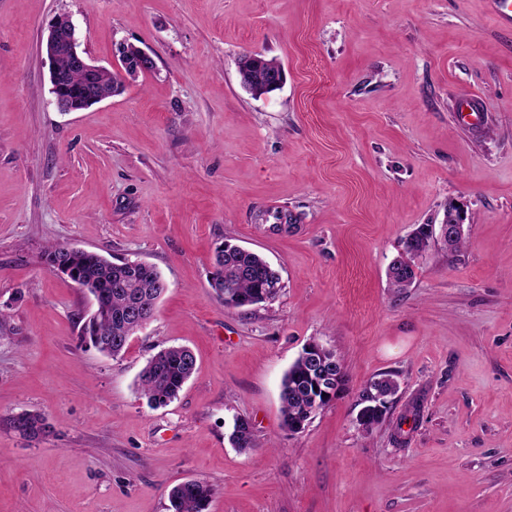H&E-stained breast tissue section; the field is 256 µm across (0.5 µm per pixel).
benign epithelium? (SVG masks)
Returning a JSON list of instances; mask_svg holds the SVG:
<instances>
[{"label": "benign epithelium", "mask_w": 512, "mask_h": 512, "mask_svg": "<svg viewBox=\"0 0 512 512\" xmlns=\"http://www.w3.org/2000/svg\"><path fill=\"white\" fill-rule=\"evenodd\" d=\"M44 54L49 61L51 93L54 95L57 108L62 112H79L108 98L91 84L80 87L76 91L71 87L67 74L57 64V52L60 48L67 49L71 67L91 77L102 71V67L91 62L85 52L79 50L76 27L68 16H56L48 23ZM283 68L272 64L261 74L249 77L245 82L246 89L254 96L266 95L269 89L277 90L284 83ZM468 221L467 206L458 200L448 201L441 222L427 228L429 245H438L450 249L452 241L458 233L465 232ZM393 393L378 392L372 396L370 404L362 409L361 420L365 421L371 414H378L391 403Z\"/></svg>", "instance_id": "1"}]
</instances>
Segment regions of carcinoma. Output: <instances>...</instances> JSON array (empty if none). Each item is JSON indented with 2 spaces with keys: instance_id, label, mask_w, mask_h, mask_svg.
Returning <instances> with one entry per match:
<instances>
[{
  "instance_id": "obj_1",
  "label": "carcinoma",
  "mask_w": 512,
  "mask_h": 512,
  "mask_svg": "<svg viewBox=\"0 0 512 512\" xmlns=\"http://www.w3.org/2000/svg\"><path fill=\"white\" fill-rule=\"evenodd\" d=\"M426 225L420 224L407 236L403 248L420 250L426 246ZM224 261L211 272L216 297L229 310L262 303L261 294L272 292L270 286L280 282L274 268L259 254L240 246L222 248ZM47 267L78 280L88 287L96 299V309L84 322L80 340L100 353L114 359L126 351L130 337L118 335L127 323L126 311L130 303L139 299L153 307L166 290L160 272L152 265L131 258L112 261L105 256L84 249L55 243L42 255ZM391 287L401 292L415 279L413 269L391 262L388 267ZM112 340V348L101 344ZM196 365L193 353L183 346L160 350L148 359L140 374V390L152 406H165L175 399ZM345 367L341 356L322 343L313 340L303 347L299 356L285 373L280 399L283 426L290 433L301 432L314 416L327 406L322 389L341 387L345 382ZM399 382L393 372H383L367 382L362 401H367L377 389H397ZM14 429L29 438L49 433L44 417L38 412L24 411L12 418ZM231 444L241 450L256 448L250 419L238 416L229 434ZM213 487L195 480L173 486L168 493L169 512H205L213 496Z\"/></svg>"
}]
</instances>
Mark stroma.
Instances as JSON below:
<instances>
[{"instance_id": "1", "label": "stroma", "mask_w": 512, "mask_h": 512, "mask_svg": "<svg viewBox=\"0 0 512 512\" xmlns=\"http://www.w3.org/2000/svg\"><path fill=\"white\" fill-rule=\"evenodd\" d=\"M58 15L95 64L132 44L155 69L60 112L40 49ZM253 53L286 76L259 98ZM468 93L487 122L456 112ZM451 200L465 247L395 293L389 264ZM226 240L280 271L275 301L216 299ZM52 243L161 272L121 357L81 343L93 300L44 265ZM0 310V512H169L191 479L207 512H512V28L486 0H0ZM313 338L346 382L291 434L281 382ZM170 346L196 370L155 408L139 375ZM24 411L50 435L15 431ZM239 415L257 451L230 445ZM213 487L194 480L185 485H174L168 493L170 512H204L213 496Z\"/></svg>"}]
</instances>
